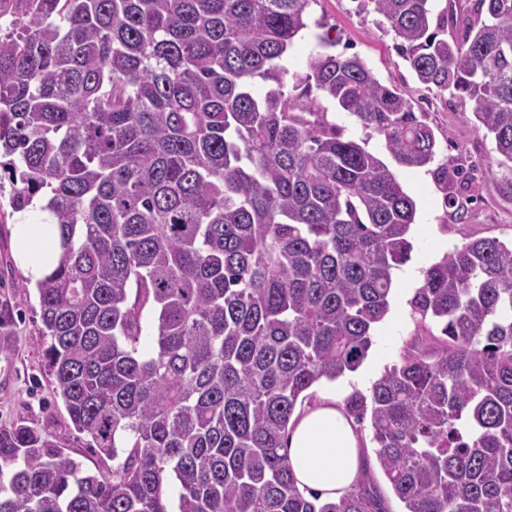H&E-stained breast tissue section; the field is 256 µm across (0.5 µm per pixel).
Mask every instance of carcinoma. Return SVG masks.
<instances>
[{"label":"carcinoma","mask_w":512,"mask_h":512,"mask_svg":"<svg viewBox=\"0 0 512 512\" xmlns=\"http://www.w3.org/2000/svg\"><path fill=\"white\" fill-rule=\"evenodd\" d=\"M309 2L0 0V170L22 184L12 209L44 189L59 229L36 283L47 365L112 458L89 473L49 430L1 427L0 512H172L173 479L177 512H386L367 483L305 493L282 449L301 395L367 357L415 204L286 80L402 166L432 163L437 141L334 38L290 73ZM369 4L419 83L472 104L512 163V0ZM410 307L428 344L345 413L370 418L403 512H512V241L430 264Z\"/></svg>","instance_id":"1"}]
</instances>
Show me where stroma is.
Here are the masks:
<instances>
[{"label":"stroma","instance_id":"obj_1","mask_svg":"<svg viewBox=\"0 0 512 512\" xmlns=\"http://www.w3.org/2000/svg\"><path fill=\"white\" fill-rule=\"evenodd\" d=\"M308 27L288 57L290 70L305 72L311 54L318 49V34L334 30L336 53L358 55L377 76L395 85L410 101L420 120L427 123L437 139V156L432 165L421 168H393L404 191L416 204L411 235L414 245L410 269L422 272L454 247L482 237L512 240V193L502 190L512 181V164L504 162L491 137L475 129L470 109L457 104L450 94H440L420 85L408 64L398 54L392 36L384 34L383 19L364 10L359 0H310L306 9ZM310 97L344 137L366 142L369 151L384 162L392 160L383 141L364 128L353 115L324 100L318 90ZM482 165L476 178L451 185L450 193L464 206V215L446 207L435 172ZM14 186L0 179V427L22 421L35 428H48L65 440L67 454L91 471H107L110 458L88 448V439L75 432L64 403L54 393L53 379L46 369L47 340L42 333L37 290L16 263L11 248V226L16 214L10 205ZM410 294L402 282H395L390 312L373 331V344L356 372L333 382H320L302 400L309 407L323 398L344 403L354 392L370 393V384L385 370L400 364L403 355L417 344V327L409 306Z\"/></svg>","mask_w":512,"mask_h":512}]
</instances>
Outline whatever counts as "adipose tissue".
Segmentation results:
<instances>
[{
	"instance_id": "obj_1",
	"label": "adipose tissue",
	"mask_w": 512,
	"mask_h": 512,
	"mask_svg": "<svg viewBox=\"0 0 512 512\" xmlns=\"http://www.w3.org/2000/svg\"><path fill=\"white\" fill-rule=\"evenodd\" d=\"M46 198L34 199L20 212L12 228L16 262L30 281H38L56 264L59 231L56 225L32 221ZM287 456L299 485L335 500L349 491L364 471L361 441L342 408L320 401L292 420L286 442Z\"/></svg>"
}]
</instances>
